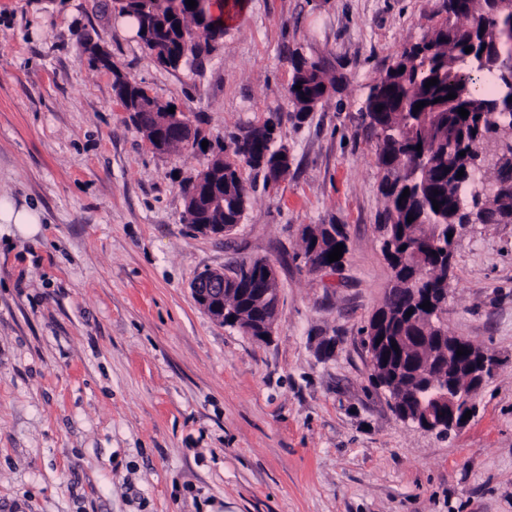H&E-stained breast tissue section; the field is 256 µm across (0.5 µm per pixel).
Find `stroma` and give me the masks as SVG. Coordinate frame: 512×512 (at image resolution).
Listing matches in <instances>:
<instances>
[{
  "mask_svg": "<svg viewBox=\"0 0 512 512\" xmlns=\"http://www.w3.org/2000/svg\"><path fill=\"white\" fill-rule=\"evenodd\" d=\"M442 0L215 4L202 67L160 66L106 0H0V512H512V224L456 245L449 335L500 360L477 413L439 437L370 382L363 328L392 271L375 228L370 86ZM208 138L288 113L289 58L340 92L278 137L293 164L256 189L231 237L197 233L183 179L209 151L153 152L84 41ZM345 225L337 271L301 259L302 230ZM277 269L273 336L213 321L191 282L229 262ZM3 224H19L26 226H35L40 224L39 215L36 211L27 207L15 209L10 204H5L2 211V202L0 203V222Z\"/></svg>",
  "mask_w": 512,
  "mask_h": 512,
  "instance_id": "1",
  "label": "stroma"
}]
</instances>
